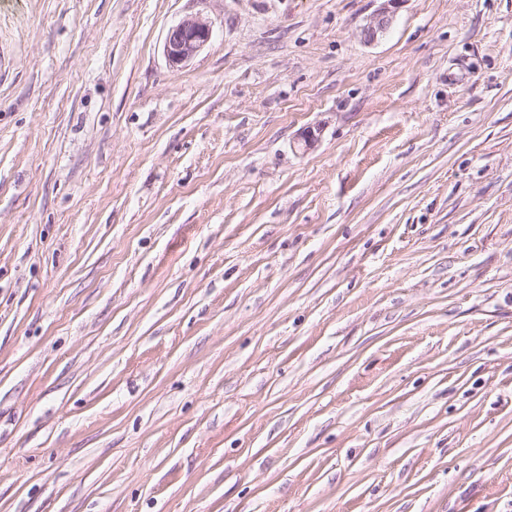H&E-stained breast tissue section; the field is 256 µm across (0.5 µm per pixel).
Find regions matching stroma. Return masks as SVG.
Instances as JSON below:
<instances>
[{"label":"stroma","mask_w":512,"mask_h":512,"mask_svg":"<svg viewBox=\"0 0 512 512\" xmlns=\"http://www.w3.org/2000/svg\"><path fill=\"white\" fill-rule=\"evenodd\" d=\"M381 5L0 0V512H512V0ZM386 3L373 16L368 25L364 28V38L374 40L379 34L384 33L392 21V7L400 0H382ZM212 37L211 23L200 15L188 16L173 26L165 38L163 52L172 68L183 67Z\"/></svg>","instance_id":"obj_1"}]
</instances>
